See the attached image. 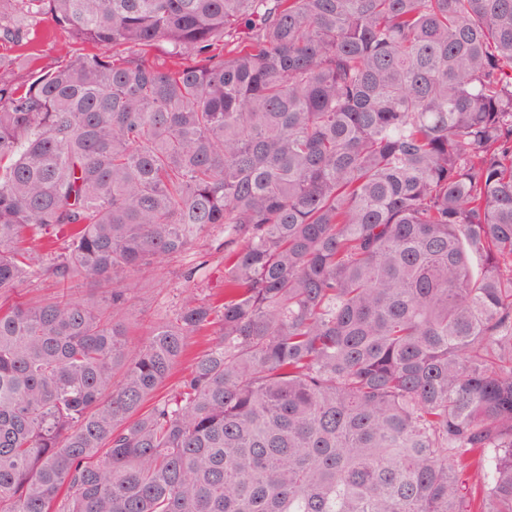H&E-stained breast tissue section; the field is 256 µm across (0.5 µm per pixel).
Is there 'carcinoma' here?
Here are the masks:
<instances>
[{
	"instance_id": "obj_1",
	"label": "carcinoma",
	"mask_w": 512,
	"mask_h": 512,
	"mask_svg": "<svg viewBox=\"0 0 512 512\" xmlns=\"http://www.w3.org/2000/svg\"><path fill=\"white\" fill-rule=\"evenodd\" d=\"M12 2L110 53L0 75V512H512V0ZM209 253L207 267L195 276V282L183 277L184 261L182 266L176 261L165 262L153 270L132 277L134 289L124 317L137 331V339L144 338L150 320L156 321L171 315L186 288L200 286L212 288L213 292L223 288L224 252L211 249Z\"/></svg>"
}]
</instances>
